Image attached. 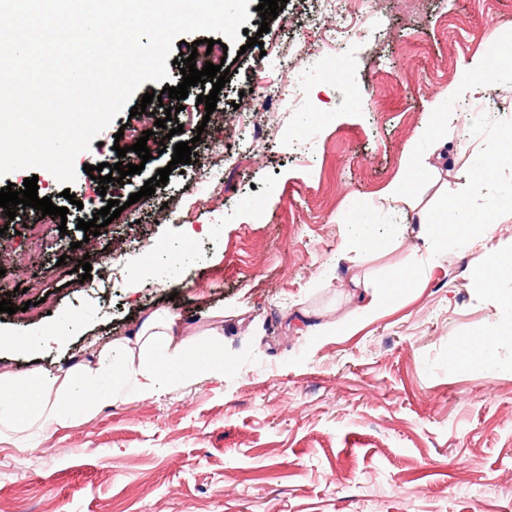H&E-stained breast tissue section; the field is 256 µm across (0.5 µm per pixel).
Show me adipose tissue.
I'll list each match as a JSON object with an SVG mask.
<instances>
[{
	"label": "adipose tissue",
	"instance_id": "obj_1",
	"mask_svg": "<svg viewBox=\"0 0 512 512\" xmlns=\"http://www.w3.org/2000/svg\"><path fill=\"white\" fill-rule=\"evenodd\" d=\"M511 82V54L471 57L462 78L429 104L430 121L406 148L401 171L384 189V199L398 202L404 198L415 179L414 164L422 146L440 150L443 142L437 136V127L447 108L457 100L483 95ZM501 138L504 145L495 153L473 148L468 177L480 184L499 186L505 199L512 200V184L502 185L500 179L501 171L512 167V130H502ZM490 216V211L474 206L457 208L448 220L427 223L423 241L430 246L443 240L460 247L472 246L488 237ZM184 334L179 314L155 313L130 336L98 348L92 358L58 374L37 371L20 381L0 373V436L66 425L74 411L107 401L127 379L135 380L140 393L151 395L164 390L171 378H189L198 370L222 363L223 352L216 345L183 355Z\"/></svg>",
	"mask_w": 512,
	"mask_h": 512
}]
</instances>
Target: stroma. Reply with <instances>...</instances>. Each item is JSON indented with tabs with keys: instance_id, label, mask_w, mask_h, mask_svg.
Segmentation results:
<instances>
[{
	"instance_id": "obj_1",
	"label": "stroma",
	"mask_w": 512,
	"mask_h": 512,
	"mask_svg": "<svg viewBox=\"0 0 512 512\" xmlns=\"http://www.w3.org/2000/svg\"><path fill=\"white\" fill-rule=\"evenodd\" d=\"M251 3L246 27L264 45H229L235 69L215 111L196 103L194 87L177 115L182 132L156 129L153 159L109 196L83 167L129 146L117 135L128 111L77 155L70 186L38 170L39 196L73 221L63 232L48 224L34 257L18 210L5 236L29 265L0 264V300L23 306L37 281L47 297L32 328L62 334L36 352H1L0 371L58 372L165 311L183 318L189 349L221 345L224 368L161 394L128 384L67 426L0 437V512H512V341L497 350L506 374L460 361L471 336L500 318L498 296L470 280L485 247L512 252V216L470 250L424 248L418 222L497 206L464 171L473 137L492 153L512 126V88L452 104L441 158L420 160L405 202L380 196L428 103L470 57L512 44V0H375L372 20L335 56L316 38L336 25L325 0H286L266 22L260 0ZM280 54L301 62L303 95L290 106L263 98L282 76ZM478 112L488 121L477 134ZM186 141L190 164L129 203ZM219 141L230 146L222 156ZM216 169L222 181L210 179ZM112 199L125 210L85 237L77 220ZM364 218L376 246L356 234ZM89 252L100 260L86 283L76 267ZM131 256L144 259L135 276ZM409 267L411 285L364 319L366 293Z\"/></svg>"
}]
</instances>
